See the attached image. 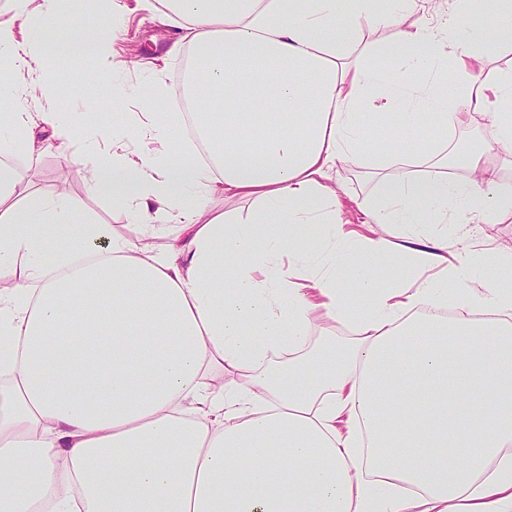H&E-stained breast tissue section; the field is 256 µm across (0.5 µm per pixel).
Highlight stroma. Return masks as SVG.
<instances>
[{
  "mask_svg": "<svg viewBox=\"0 0 512 512\" xmlns=\"http://www.w3.org/2000/svg\"><path fill=\"white\" fill-rule=\"evenodd\" d=\"M127 9L122 16V27L115 41V66L112 80L99 85L85 86L80 82L83 64L71 61L59 67L62 85L55 105L61 109L81 110L83 99L96 101L98 109L92 112L89 122H97L117 112H139L143 109L142 93L151 84L164 87L166 94L163 107L167 112H181L178 100L177 74L184 63L183 58H166V43L173 31L164 25L158 14L138 9L135 0H122ZM475 139L477 147H487L490 139L481 115H474L465 129L449 134L447 140L440 141L435 136L406 141L408 152L432 157L444 150L459 149L466 139ZM82 138H73L62 149L44 154L38 160H30L25 155H17L14 164L30 189L49 195L66 190L79 204L84 214L97 222L114 226L126 235H133L134 226L125 213L106 196L93 193L84 181L76 163L77 157L85 151ZM449 232L457 233L456 250L484 243L487 246H512V217L504 218L497 224H484L479 234H472L468 225H449Z\"/></svg>",
  "mask_w": 512,
  "mask_h": 512,
  "instance_id": "stroma-1",
  "label": "stroma"
}]
</instances>
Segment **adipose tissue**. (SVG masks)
<instances>
[{
	"mask_svg": "<svg viewBox=\"0 0 512 512\" xmlns=\"http://www.w3.org/2000/svg\"><path fill=\"white\" fill-rule=\"evenodd\" d=\"M8 4L0 512H512V289L488 284L512 278V246L446 257L449 225L512 214V182L481 149L454 178L447 157L427 173L400 148L421 112L442 136L478 114L512 157V70L491 66L512 52V0H453L434 26L419 0H140L179 30L168 54L192 51L183 96L207 163L157 109L94 125L92 100L29 111L16 79L40 70L50 100L54 63L91 57L85 81L109 80L120 26ZM488 11L498 25L464 28ZM367 26L389 34L359 55ZM78 131L84 180L135 237L63 190L13 202L12 158ZM341 161L376 181L359 232L327 182ZM218 194L257 207L217 213ZM390 252L405 274L379 272ZM323 318L354 342L310 352Z\"/></svg>",
	"mask_w": 512,
	"mask_h": 512,
	"instance_id": "adipose-tissue-1",
	"label": "adipose tissue"
}]
</instances>
